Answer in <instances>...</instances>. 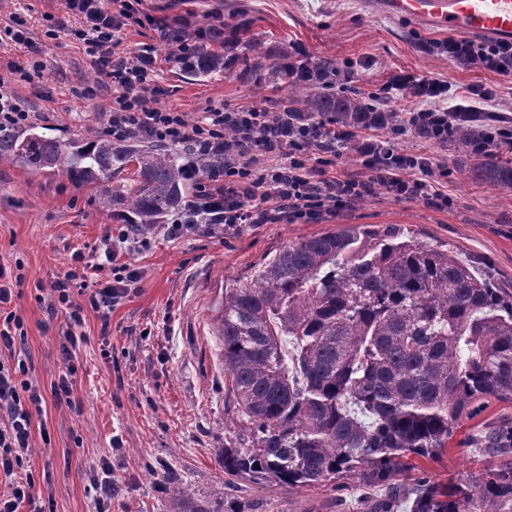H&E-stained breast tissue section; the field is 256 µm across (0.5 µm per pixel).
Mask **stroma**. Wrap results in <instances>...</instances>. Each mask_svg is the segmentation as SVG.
<instances>
[{
    "mask_svg": "<svg viewBox=\"0 0 512 512\" xmlns=\"http://www.w3.org/2000/svg\"><path fill=\"white\" fill-rule=\"evenodd\" d=\"M63 0H22L32 38L44 43L39 79L15 82L18 98L36 112L33 124L62 140L99 128L111 95L76 96V87L95 74L81 46L67 37L45 40L44 14L59 12ZM155 18L191 27L224 23V65L194 77L176 63L158 68L162 107L197 118L216 106L234 110L253 105L276 111L288 88L274 71L293 47H303L308 63L332 61L342 72L335 92L356 98L389 99L400 112L411 99L388 98L385 82L404 70L447 81L452 89L471 85L499 95L496 116L512 121V78L475 67H459L436 46L448 32L418 30L408 22L364 12L360 0H146ZM260 43L254 61L246 43ZM398 150L424 148L415 134L399 136ZM427 149V148H424ZM433 171L448 173V206L399 201L375 189L363 202L320 219L277 224H245L218 235L188 231L169 237L165 227L149 233V247L126 252L123 262L140 270L137 288L114 307L109 319L85 309L75 347L80 367L73 379V404L47 399L45 433H34L30 456L41 501L53 512H99L90 479L109 465L117 492L108 512H167L163 482L181 480L194 495L224 492V512H368L386 486L355 477L307 488L238 481L225 487L221 450L236 429L232 398L224 389V370L213 319L224 291L253 282L265 259L288 244L347 224L377 229L398 226L419 241L450 248L496 287L512 293V190L492 191L461 172L447 146L427 149ZM118 220L100 208L97 192L62 174L35 176L0 164V264L22 276L10 303L26 333L23 350L31 376L50 386L66 374V309L48 314L35 299L37 282L63 275L74 252L104 262L103 237ZM512 423V406L493 402L477 417L459 424L445 455L410 462L430 473L440 489L463 483L494 465V457L472 447L475 434Z\"/></svg>",
    "mask_w": 512,
    "mask_h": 512,
    "instance_id": "stroma-1",
    "label": "stroma"
}]
</instances>
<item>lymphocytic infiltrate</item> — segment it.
<instances>
[{
	"label": "lymphocytic infiltrate",
	"mask_w": 512,
	"mask_h": 512,
	"mask_svg": "<svg viewBox=\"0 0 512 512\" xmlns=\"http://www.w3.org/2000/svg\"><path fill=\"white\" fill-rule=\"evenodd\" d=\"M141 4L142 0H64L62 14L47 15L46 36L56 39L64 35L81 45L98 82L111 89L112 98L101 115L103 135L115 141L135 135L176 144L189 155L184 178L192 182L194 193L175 213L168 226L171 234L315 220L351 206L377 187L399 200L447 206L448 195L434 179L428 158L397 152L391 139L379 138L371 130L340 131L334 123L321 119L292 126L287 113L258 107L231 112L212 107L192 120L186 113L158 106L160 90L153 84L158 59L187 65L197 47L220 41L223 29L212 23L190 32L159 20L155 23L157 44L128 49L123 45L126 27L148 19ZM0 34L30 54L28 66L10 61L5 75H0V128L24 126L34 114L15 96L8 78L28 68L40 72L42 49L31 39L18 12H10L0 22ZM443 50L455 64L512 75V42L452 38ZM386 87L399 98L419 103L417 109L406 113L400 132L433 126L441 143L448 139L449 115L471 116L481 104L494 103L497 96L494 89L473 87L452 94L447 82L402 70L389 76ZM348 148L357 154L367 178L337 177L336 160ZM146 243V238L127 224L116 236H105V255L115 263L111 281L92 283L86 272L69 269L47 290L49 311L69 307L72 325H80L83 307L72 300L73 292L78 291L86 293L87 306L108 315L141 280L137 269L120 262L123 247ZM7 277L6 267L0 265V512H20L22 504L35 501V479L27 469L34 420L42 416L46 397L59 404L70 403L68 377L76 373L77 365L67 349L63 352L69 362L67 377L48 390L30 377L26 360L16 352L25 333L21 318L7 308L12 298Z\"/></svg>",
	"instance_id": "obj_1"
}]
</instances>
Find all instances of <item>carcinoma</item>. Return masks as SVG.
Segmentation results:
<instances>
[{
    "label": "carcinoma",
    "mask_w": 512,
    "mask_h": 512,
    "mask_svg": "<svg viewBox=\"0 0 512 512\" xmlns=\"http://www.w3.org/2000/svg\"><path fill=\"white\" fill-rule=\"evenodd\" d=\"M288 85L291 119L338 127L393 125L397 113L355 97L317 91L333 64H297ZM493 119L448 131L465 172L492 190L512 189V160L486 130ZM0 162L63 173L93 185L99 205L148 233L185 204L183 154L137 138L114 142L90 129L61 141L36 127L0 129ZM134 177L112 184L128 170ZM224 389L238 423L221 452L228 483L274 481L306 488L365 472L384 484L411 470V454L438 458L454 429L491 400L512 404V294L452 251L409 232L351 224L303 238L266 262L253 283L224 289L214 318ZM512 452V428L473 439ZM168 512H223L224 490L203 501L168 481ZM512 512V460L444 493L426 477L393 487L378 512Z\"/></svg>",
    "instance_id": "cac0c4a2"
}]
</instances>
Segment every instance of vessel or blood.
I'll return each instance as SVG.
<instances>
[{
  "instance_id": "obj_1",
  "label": "vessel or blood",
  "mask_w": 512,
  "mask_h": 512,
  "mask_svg": "<svg viewBox=\"0 0 512 512\" xmlns=\"http://www.w3.org/2000/svg\"><path fill=\"white\" fill-rule=\"evenodd\" d=\"M381 13L417 29L512 42V0H367Z\"/></svg>"
}]
</instances>
